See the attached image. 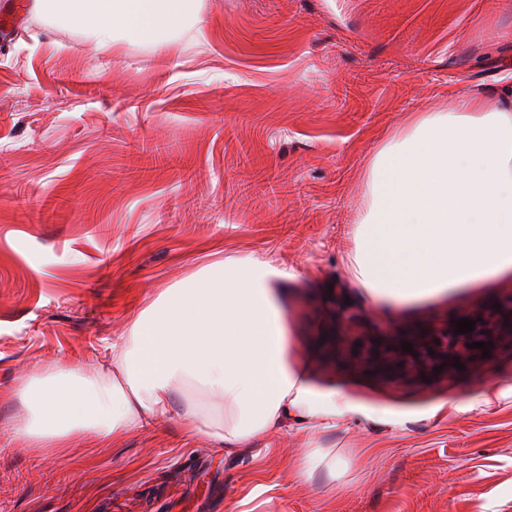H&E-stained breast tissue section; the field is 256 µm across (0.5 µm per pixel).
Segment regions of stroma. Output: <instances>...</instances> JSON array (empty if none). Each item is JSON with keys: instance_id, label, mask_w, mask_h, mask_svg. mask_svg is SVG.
Returning <instances> with one entry per match:
<instances>
[{"instance_id": "obj_1", "label": "stroma", "mask_w": 512, "mask_h": 512, "mask_svg": "<svg viewBox=\"0 0 512 512\" xmlns=\"http://www.w3.org/2000/svg\"><path fill=\"white\" fill-rule=\"evenodd\" d=\"M508 60L512 0H203L176 41L99 47L14 0L0 22V512H512V401L462 408L512 380V343L429 381L315 346L330 287L396 326L495 298L380 307L345 258L375 149L408 113L447 110L449 89L491 95ZM229 254L298 272L283 301L299 361L356 416L229 454L173 413L55 453L15 440L25 375L106 361L163 289ZM315 446L343 449L336 479L296 473Z\"/></svg>"}]
</instances>
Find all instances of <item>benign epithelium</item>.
<instances>
[{
    "label": "benign epithelium",
    "mask_w": 512,
    "mask_h": 512,
    "mask_svg": "<svg viewBox=\"0 0 512 512\" xmlns=\"http://www.w3.org/2000/svg\"><path fill=\"white\" fill-rule=\"evenodd\" d=\"M325 302L330 307L333 326L320 339L324 357L331 361L361 363L388 375H401L412 367L421 369L427 377L436 373L438 366L444 372L453 371L457 360L466 366L471 360L482 357V350L470 348L468 344L491 341L493 345L488 351L493 354L512 337L511 293L497 298L499 306L496 308L490 304L462 314L475 321V326L474 331L458 335L454 333L455 323L452 322L402 328L392 334L378 329L359 336L353 330L361 320V313L347 303L342 293L332 289ZM405 342L413 344V351H402Z\"/></svg>",
    "instance_id": "7a95c632"
}]
</instances>
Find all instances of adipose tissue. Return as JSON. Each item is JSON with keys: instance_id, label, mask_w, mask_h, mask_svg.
<instances>
[{"instance_id": "1", "label": "adipose tissue", "mask_w": 512, "mask_h": 512, "mask_svg": "<svg viewBox=\"0 0 512 512\" xmlns=\"http://www.w3.org/2000/svg\"><path fill=\"white\" fill-rule=\"evenodd\" d=\"M95 45L160 44L198 23L201 0H36ZM346 267L373 302L418 306L512 280V81L409 116L371 155ZM293 269L228 255L160 292L112 345V369L62 363L16 388L17 440L39 451L99 441L174 412L231 451L293 420L335 427L359 408L312 388L277 290Z\"/></svg>"}]
</instances>
